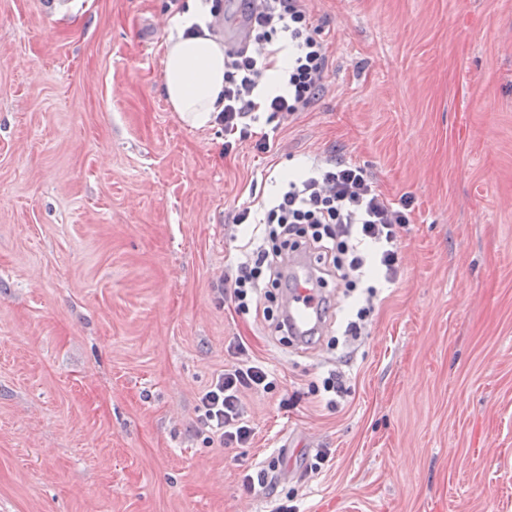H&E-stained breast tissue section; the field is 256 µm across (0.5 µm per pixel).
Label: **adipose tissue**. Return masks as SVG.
Returning a JSON list of instances; mask_svg holds the SVG:
<instances>
[{"mask_svg": "<svg viewBox=\"0 0 512 512\" xmlns=\"http://www.w3.org/2000/svg\"><path fill=\"white\" fill-rule=\"evenodd\" d=\"M194 0L174 24L162 54L165 99L194 129L214 125L224 108V46L209 31Z\"/></svg>", "mask_w": 512, "mask_h": 512, "instance_id": "1", "label": "adipose tissue"}]
</instances>
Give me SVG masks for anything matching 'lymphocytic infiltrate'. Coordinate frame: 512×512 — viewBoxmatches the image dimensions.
<instances>
[{
  "label": "lymphocytic infiltrate",
  "mask_w": 512,
  "mask_h": 512,
  "mask_svg": "<svg viewBox=\"0 0 512 512\" xmlns=\"http://www.w3.org/2000/svg\"><path fill=\"white\" fill-rule=\"evenodd\" d=\"M249 13V43L227 50L224 108L219 119L225 136H233L255 111L294 114L308 108L322 88L328 47L313 28L303 0H243ZM288 36L292 51L281 71L278 94L259 93L278 54L277 34ZM409 217L377 190L361 167L325 163L303 178L289 180L286 191L266 208L260 223L262 242L238 264L231 281L237 308L248 309L260 284L282 285L289 252L316 253L325 275H339L350 288H362L366 305L357 308L345 333L359 336L371 313L373 282L395 280L399 274L398 229ZM268 372L245 363L216 375L199 398V422L224 444H246L252 428L243 420L239 392L270 389Z\"/></svg>",
  "instance_id": "obj_1"
}]
</instances>
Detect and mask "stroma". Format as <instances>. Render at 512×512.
Listing matches in <instances>:
<instances>
[{
	"label": "stroma",
	"mask_w": 512,
	"mask_h": 512,
	"mask_svg": "<svg viewBox=\"0 0 512 512\" xmlns=\"http://www.w3.org/2000/svg\"><path fill=\"white\" fill-rule=\"evenodd\" d=\"M185 7L0 0V512H512V0H306L318 98L229 152L162 94ZM327 158L408 206L400 275L290 345L223 289L234 218ZM245 359L275 385L227 446L199 397ZM363 290L364 295V302L365 304L363 306H360L357 308L355 315H353V311L350 314V317L348 319L345 333L346 336H360L362 332V328L364 327L368 317L370 316V313L372 311L370 307V298H372L375 294V287L373 285L366 286ZM355 319H354V318Z\"/></svg>",
	"instance_id": "1"
}]
</instances>
